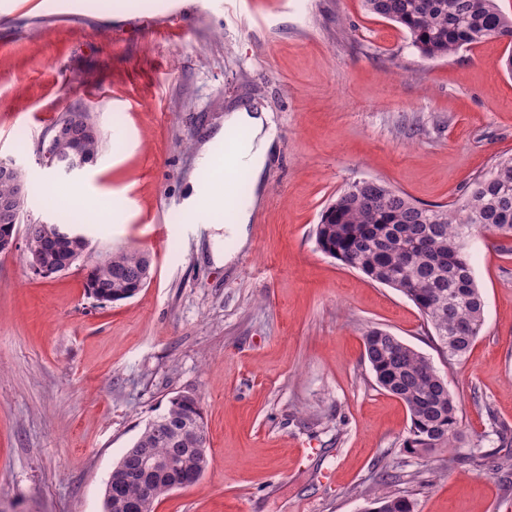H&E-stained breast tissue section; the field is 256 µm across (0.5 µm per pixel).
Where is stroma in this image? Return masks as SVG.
<instances>
[{
	"instance_id": "stroma-1",
	"label": "stroma",
	"mask_w": 512,
	"mask_h": 512,
	"mask_svg": "<svg viewBox=\"0 0 512 512\" xmlns=\"http://www.w3.org/2000/svg\"><path fill=\"white\" fill-rule=\"evenodd\" d=\"M224 2L198 0L172 27L167 0H80L77 17L56 0H0V159L33 187L23 223L66 216L51 186L109 195L120 220L80 216L94 253L153 261L148 286L111 304L87 295L82 267L40 278L22 249L0 253V512H103L112 469L179 394L200 401L208 467L155 512H363L381 489L414 512H512L497 468L512 454V250L468 238L485 321L450 364L410 300L315 243L353 182L451 205L512 156V43L428 59L363 0H242L240 15ZM255 106L276 139L240 247L187 223L184 204L225 112ZM85 109L96 162L41 166L46 130ZM372 328L446 377L464 447L402 453L409 412L374 379ZM473 446L482 466L460 461Z\"/></svg>"
}]
</instances>
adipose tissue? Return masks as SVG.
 I'll use <instances>...</instances> for the list:
<instances>
[{
	"label": "adipose tissue",
	"instance_id": "obj_1",
	"mask_svg": "<svg viewBox=\"0 0 512 512\" xmlns=\"http://www.w3.org/2000/svg\"><path fill=\"white\" fill-rule=\"evenodd\" d=\"M222 137L237 139L235 167L250 175L253 193L243 198L233 180H214L209 170L215 162L216 152L208 150L202 160V172L192 184L186 219L191 224H212L225 204H232L233 218L225 228L242 244L246 241L242 229L249 224L258 200L257 193L263 187V171L275 135L265 114L239 109L225 115Z\"/></svg>",
	"mask_w": 512,
	"mask_h": 512
}]
</instances>
